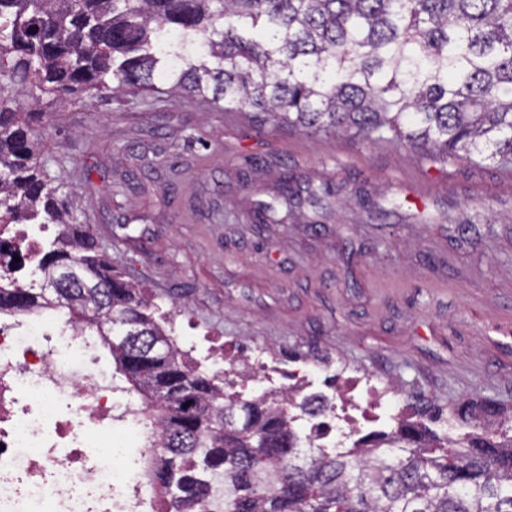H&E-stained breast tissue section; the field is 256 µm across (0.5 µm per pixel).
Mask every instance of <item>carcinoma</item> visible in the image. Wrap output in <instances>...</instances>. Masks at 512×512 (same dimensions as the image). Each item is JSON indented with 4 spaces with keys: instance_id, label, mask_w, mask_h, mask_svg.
I'll list each match as a JSON object with an SVG mask.
<instances>
[{
    "instance_id": "1",
    "label": "carcinoma",
    "mask_w": 512,
    "mask_h": 512,
    "mask_svg": "<svg viewBox=\"0 0 512 512\" xmlns=\"http://www.w3.org/2000/svg\"><path fill=\"white\" fill-rule=\"evenodd\" d=\"M200 96L302 132L390 137L442 162L512 168V0H0V224L58 227L34 284L0 280V317L63 310L97 337L140 407L156 512H512V436L403 422L349 448H304L279 393L227 394L156 320L44 179L43 112L82 89ZM54 288L48 299L45 286ZM98 316L87 318V311Z\"/></svg>"
}]
</instances>
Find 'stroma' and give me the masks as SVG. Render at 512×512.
I'll list each match as a JSON object with an SVG mask.
<instances>
[{
    "label": "stroma",
    "mask_w": 512,
    "mask_h": 512,
    "mask_svg": "<svg viewBox=\"0 0 512 512\" xmlns=\"http://www.w3.org/2000/svg\"><path fill=\"white\" fill-rule=\"evenodd\" d=\"M46 173L114 266L213 350L274 352L332 395L336 362L399 406L512 410V180L394 142L304 133L163 91L84 90L48 108ZM294 175L281 207V179ZM278 205L258 224L256 203Z\"/></svg>",
    "instance_id": "obj_1"
}]
</instances>
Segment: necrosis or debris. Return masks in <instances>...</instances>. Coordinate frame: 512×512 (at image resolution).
I'll return each mask as SVG.
<instances>
[{
  "mask_svg": "<svg viewBox=\"0 0 512 512\" xmlns=\"http://www.w3.org/2000/svg\"><path fill=\"white\" fill-rule=\"evenodd\" d=\"M95 337L42 314L0 324V512H151L154 490L137 462L115 463L113 430L140 441L136 414L95 355ZM330 407L297 415L316 448H341L378 425L396 391L336 369Z\"/></svg>",
  "mask_w": 512,
  "mask_h": 512,
  "instance_id": "necrosis-or-debris-1",
  "label": "necrosis or debris"
}]
</instances>
